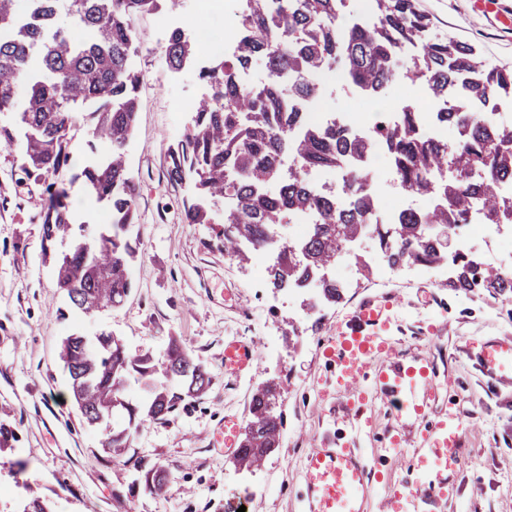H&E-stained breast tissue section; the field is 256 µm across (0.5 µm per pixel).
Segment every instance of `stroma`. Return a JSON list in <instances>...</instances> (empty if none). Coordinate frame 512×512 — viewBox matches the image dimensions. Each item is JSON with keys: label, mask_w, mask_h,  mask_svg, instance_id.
<instances>
[{"label": "stroma", "mask_w": 512, "mask_h": 512, "mask_svg": "<svg viewBox=\"0 0 512 512\" xmlns=\"http://www.w3.org/2000/svg\"><path fill=\"white\" fill-rule=\"evenodd\" d=\"M194 0H164L158 12L135 21L139 53L135 67L146 75L139 94L137 124L127 165L139 184L140 240L132 265L134 287L117 308L89 319L72 313L58 288L52 260L42 250L44 186L22 170L20 144H0V426L13 437L0 449V512H22L36 495L57 512H117L116 494L127 493L138 474L136 463L163 465L169 473L162 495L138 492L137 512H224V501L251 488L247 512H300L297 491L306 455L319 438L337 430L334 397L323 389L330 375L316 343L331 336L347 308L363 298L394 295L396 331L402 351L432 361L441 384L449 386L466 426V446L454 482V497L428 502L429 477L407 472L421 429L406 425V445L383 447L380 436L394 425L384 401L369 415L374 437L369 459L387 467L393 486H406L418 512H512V395L485 384L468 357L469 347L487 336L512 337V293H471L454 288L452 277L426 285L404 273L379 286L369 240H357L331 274L346 278L341 300L307 317L302 299L252 288V259L228 257L217 245L223 202L213 207L211 224L183 221L186 185L168 176L169 149L183 136L192 115L184 105L209 92L198 65L168 68L164 28L173 16L187 25L197 18ZM429 15V34L471 46L487 66L512 69V31L473 0H418ZM224 24L220 11L201 18ZM329 112H400L424 108L419 86H390L369 97L354 86L331 89ZM107 331L133 352L162 355L170 338H181L206 367L210 384L200 402L162 423L146 424L131 448L104 452L98 432L75 410L68 375L60 359L63 339L78 332ZM278 353L258 361L238 385L224 382V341L239 338L262 352L266 337ZM270 380L279 382L277 409L285 418L281 443L261 464L238 463L218 441L227 416L246 421L252 396ZM24 460L26 478L12 466Z\"/></svg>", "instance_id": "stroma-1"}]
</instances>
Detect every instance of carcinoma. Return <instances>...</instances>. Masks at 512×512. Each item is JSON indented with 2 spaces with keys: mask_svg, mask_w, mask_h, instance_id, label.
Masks as SVG:
<instances>
[{
  "mask_svg": "<svg viewBox=\"0 0 512 512\" xmlns=\"http://www.w3.org/2000/svg\"><path fill=\"white\" fill-rule=\"evenodd\" d=\"M248 2L239 44L200 71L212 95L195 103L191 127L170 152V179L191 188L185 223H214L210 200L229 196L234 207L224 212L216 238L225 252L243 255L272 249L274 229L291 215H312L309 236L278 249L267 280L275 291L315 281L321 303L334 304L340 287L325 277L326 270L375 219L376 196L366 189V160L375 144L388 153L404 187L437 200L426 212L408 210L393 224H375L373 238L389 268L446 262L455 270V288L512 292V277L492 278L474 256L450 253L446 246L474 204L486 224L512 218V201L501 193L512 182V130L480 116L512 96V71L486 66L467 45L430 38V19L416 0H374L373 24L342 30L336 27L340 0ZM30 5V20L21 24L15 0H0V112L15 114L12 125L0 126V144L21 142L27 177L57 176L71 166L74 106L98 103L87 146L103 143L108 151L75 179L108 203L110 223L102 228L75 223L65 204L68 189L59 180L46 188L42 215L44 254L59 239L71 242L68 252L53 256L57 285L73 310L88 316L120 306L133 289L138 185L128 174L126 150L145 79L132 66L138 51L133 22L158 10L160 0H30ZM63 11L69 16L65 26L58 24ZM406 45L416 48L407 77L444 103L434 120L455 126L457 141L430 136L413 107L393 124L378 125L373 142L335 117L320 126L305 123L303 104L316 93L311 72L337 68L362 93L377 97L398 77L396 58ZM195 54V44L181 32L169 35L170 68H184ZM259 58L270 78L242 86L239 73ZM20 86L26 87L21 106ZM288 156L297 166L285 173ZM310 170L340 172L344 199L316 192L306 177ZM61 360L74 405L99 432L102 447L115 452L131 447L142 425L167 420L210 384L202 363L177 340L165 353L164 382L150 356L130 355L121 339L105 331L68 335ZM131 381L145 396L130 398ZM276 397L273 382L254 396L240 461L258 462L279 447L284 420L275 411ZM118 415L121 425L115 422ZM167 480L165 469L152 466L145 472V490L159 495Z\"/></svg>",
  "mask_w": 512,
  "mask_h": 512,
  "instance_id": "1",
  "label": "carcinoma"
}]
</instances>
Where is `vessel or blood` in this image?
<instances>
[{"label":"vessel or blood","mask_w":512,"mask_h":512,"mask_svg":"<svg viewBox=\"0 0 512 512\" xmlns=\"http://www.w3.org/2000/svg\"><path fill=\"white\" fill-rule=\"evenodd\" d=\"M391 300L368 298L337 324L321 354L331 371L329 388L342 391L352 381L365 383L343 410L364 415L376 395L389 402L398 421L423 424L422 444L412 456L415 472L432 475L433 495L452 497L451 481L464 454V423L456 410L431 415L443 394L433 365L422 358H406L398 350ZM473 358L482 376L495 388L512 386V338L497 337L475 345ZM256 363L251 346L239 339L224 342V374L239 377ZM384 471L374 469L363 450L361 431L349 430L326 437L306 457L303 486L298 494L301 512H366L376 488L387 482Z\"/></svg>","instance_id":"b4317fda"}]
</instances>
